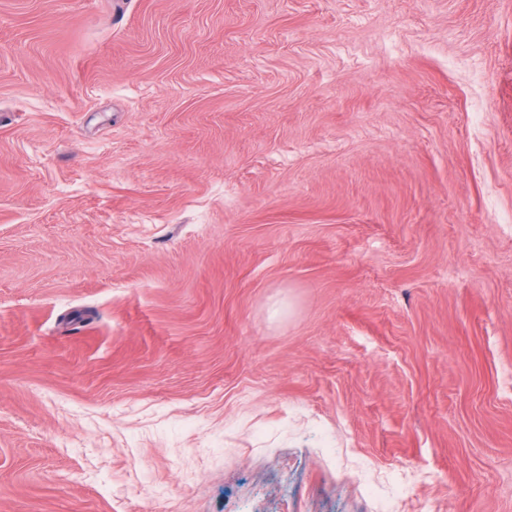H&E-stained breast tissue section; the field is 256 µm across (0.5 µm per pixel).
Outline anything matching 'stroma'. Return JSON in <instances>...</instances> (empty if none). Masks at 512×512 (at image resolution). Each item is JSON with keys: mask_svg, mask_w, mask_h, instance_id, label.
I'll list each match as a JSON object with an SVG mask.
<instances>
[{"mask_svg": "<svg viewBox=\"0 0 512 512\" xmlns=\"http://www.w3.org/2000/svg\"><path fill=\"white\" fill-rule=\"evenodd\" d=\"M0 512H512V0H0Z\"/></svg>", "mask_w": 512, "mask_h": 512, "instance_id": "1", "label": "stroma"}]
</instances>
